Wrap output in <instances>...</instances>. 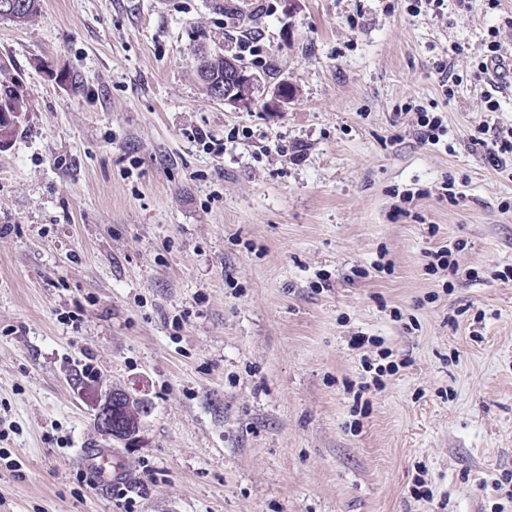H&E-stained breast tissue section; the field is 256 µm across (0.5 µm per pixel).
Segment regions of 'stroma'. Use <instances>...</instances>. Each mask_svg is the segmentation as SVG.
Masks as SVG:
<instances>
[{"label": "stroma", "mask_w": 512, "mask_h": 512, "mask_svg": "<svg viewBox=\"0 0 512 512\" xmlns=\"http://www.w3.org/2000/svg\"><path fill=\"white\" fill-rule=\"evenodd\" d=\"M41 4L0 19L28 101L0 151V512H512V180L465 139L512 0ZM200 48L257 75L251 107L210 95ZM446 245L476 278L429 272ZM114 389L145 404L135 441L94 424ZM505 58L500 53V45L499 42L495 40L489 41L487 44V51L484 52L481 59L478 61L477 68L478 72L481 75L489 76L490 80L492 74H501V70H506L507 65L505 64ZM459 51L460 48L454 46V49H452L453 54H446L445 56H441V58L437 60L435 65V71L437 74L440 75V87L442 88V91L446 96L451 95V93L454 96V90L451 88L448 89V83L451 82L453 85L458 86L463 82V79L460 78L458 74L452 73L453 55L454 53H458ZM446 128L441 113L416 112L413 131L421 143L437 145L440 142V137L447 134ZM75 459L95 475L103 486L127 482L126 470L115 464L112 465V451L108 449L80 448Z\"/></svg>", "instance_id": "stroma-1"}]
</instances>
